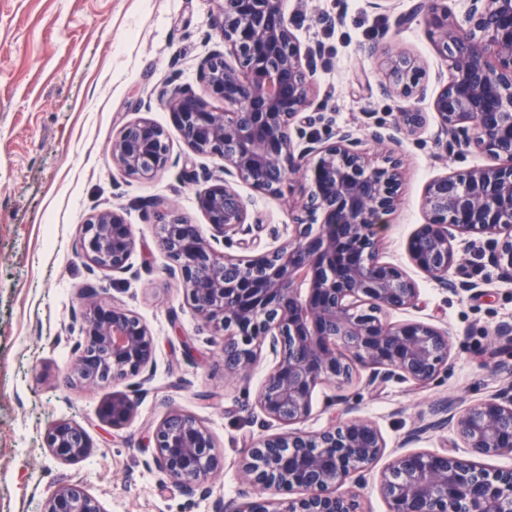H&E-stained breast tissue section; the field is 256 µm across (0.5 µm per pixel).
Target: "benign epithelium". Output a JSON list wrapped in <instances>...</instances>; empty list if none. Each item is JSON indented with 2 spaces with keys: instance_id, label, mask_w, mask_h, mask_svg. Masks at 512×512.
Listing matches in <instances>:
<instances>
[{
  "instance_id": "obj_1",
  "label": "benign epithelium",
  "mask_w": 512,
  "mask_h": 512,
  "mask_svg": "<svg viewBox=\"0 0 512 512\" xmlns=\"http://www.w3.org/2000/svg\"><path fill=\"white\" fill-rule=\"evenodd\" d=\"M463 19L446 0H416L397 18L407 25L423 18L451 79L432 99L447 150L475 144L498 164L443 175L426 186L427 222L413 233L409 257L442 288L459 294L479 287L466 274L469 258L454 242L470 236V253L512 281V0H469ZM216 29L224 51L201 65L209 98L163 87L165 104L184 143L194 152L224 160V177L198 195L213 239L247 223L244 198L229 178L239 175L266 195L278 196L297 176L309 191L291 212L288 238L255 259L220 254L198 225L172 210L160 220L159 241L171 260L167 274L214 334H223L224 377L245 380L266 346L273 364L256 403L265 417L287 426L252 442L238 459L240 478L255 497L218 500L214 512H361L354 490L363 473L385 455L377 425L365 418L337 420L316 433L293 425L312 411L315 388L350 382L360 367L376 388L397 379L418 386L433 382L448 361V335L421 321L391 324L379 314L420 304L414 280L380 261L379 232L401 203V159L382 147L376 164L360 149L349 127L325 139L312 128L324 113L312 109L309 76L325 50H301L284 0H218ZM425 70L405 51L385 55L384 96L408 103L398 129L415 134L426 117L414 107L425 99ZM222 104L211 106L208 99ZM164 128L147 118L125 124L112 140V158L131 176L152 178L169 159ZM80 253L93 266L114 273L130 270L135 247L132 225L116 210L95 211L79 229ZM83 309L75 319L80 340L69 374L94 389L137 375L151 366L154 337L119 301L94 282L81 288ZM134 402L122 392L98 407V418L121 429ZM438 420L417 428L418 438L449 422L469 457L444 450L395 456L379 477L387 512H509L512 468L488 469L481 460L512 452V384L461 411L443 406ZM155 466L189 497L210 494L221 456L209 432L193 417L172 411L152 430ZM43 447L63 463L90 448L84 428L52 423ZM290 494L280 500L267 493ZM41 512H103L97 499L66 480L45 499Z\"/></svg>"
}]
</instances>
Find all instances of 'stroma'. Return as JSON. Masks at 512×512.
<instances>
[{
	"label": "stroma",
	"mask_w": 512,
	"mask_h": 512,
	"mask_svg": "<svg viewBox=\"0 0 512 512\" xmlns=\"http://www.w3.org/2000/svg\"><path fill=\"white\" fill-rule=\"evenodd\" d=\"M412 5L392 0L381 11L370 0H311L306 7L285 0L300 45L319 42L329 53L313 77L315 106L334 127L355 129L375 160L380 153L365 135L380 128L403 162V203L382 232L379 258L417 282L421 303L383 319L422 321L450 336L448 364L427 386L392 381L377 389L368 386L363 369L341 389L320 386L313 393L301 430L323 429L347 405L378 425L389 459L457 441L452 424L417 441L408 436L436 420L444 403L464 409L512 379V347L493 339L496 326L512 319V282L477 262L469 271L481 293L453 294L408 256L411 233L426 221L427 183L494 162L474 147L447 152L427 100L418 104L426 114L422 129L409 137L398 132L404 103L379 94V59L365 54L364 46L418 56L430 92L451 76L424 24L396 27ZM216 15L215 0H0V512H41L62 478L95 497L104 512H213L217 500L244 499L236 462L247 441L264 432L255 398L269 357L261 355L248 382L225 379L221 339L167 276L170 260L159 246L162 208L199 225L204 236L213 234L197 197L207 176H221L223 162L183 143L157 91L171 81L205 95L200 64L223 47ZM140 117L160 124L170 145L166 168L149 180L123 173L111 155L120 129ZM234 185L257 227L230 234L224 251L253 258L272 247V230L289 223V207L308 185L291 179L278 198L240 178ZM112 208L136 236L131 269L118 283L81 258L77 238L89 214ZM89 281L122 301L153 335L155 358L146 376L92 390L69 379L78 339L74 316ZM118 389L134 392L135 409L131 421L115 429L98 419L96 409ZM173 409L195 417L224 460L210 496H184L153 462L149 432ZM57 421L85 429L91 445L86 457L62 463L44 448L43 434Z\"/></svg>",
	"instance_id": "1"
}]
</instances>
